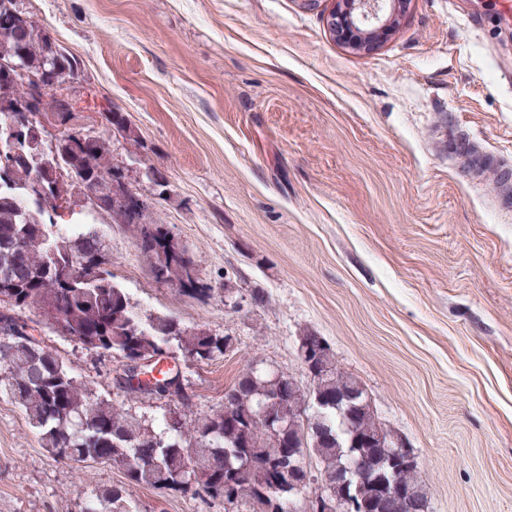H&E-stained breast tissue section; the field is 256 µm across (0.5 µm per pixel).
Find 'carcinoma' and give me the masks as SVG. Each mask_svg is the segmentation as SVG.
Returning a JSON list of instances; mask_svg holds the SVG:
<instances>
[{
  "instance_id": "1",
  "label": "carcinoma",
  "mask_w": 512,
  "mask_h": 512,
  "mask_svg": "<svg viewBox=\"0 0 512 512\" xmlns=\"http://www.w3.org/2000/svg\"><path fill=\"white\" fill-rule=\"evenodd\" d=\"M15 0H0V24H8L11 34L0 38V58L21 54L29 70L38 72L54 57L53 88L42 101V114L52 115L63 124L71 118L56 111L58 90L69 84L78 59L61 50L51 36L24 12V18L12 21ZM112 127L135 137L120 112L102 113ZM57 177L51 194H64L74 180L87 184L97 194L92 204L106 213L114 224H126L136 230V247L151 267L169 255V243L153 231L155 222L149 206L137 211L112 200L107 178L118 168L113 162L109 141L101 138L85 147L61 143L53 159ZM38 170L22 163L12 171L10 183L0 176V293L14 299L16 308L46 307L59 309L67 322L69 339L89 337L97 342L96 352L103 355L123 353L137 347L158 354L161 362L169 356L171 344L184 353L204 360L225 355L224 337L197 334L166 316L142 317L128 300L124 288L113 281L106 268L103 277L82 279V260L101 253L102 239L92 224H79L70 230L57 223L41 203L20 209L12 199L23 194ZM15 320L0 326V396L16 404L39 436L42 447L66 460L112 464L123 470L126 483L87 496L84 512H107L123 501L129 486L186 493L185 477L196 475L194 492L213 499L224 498V480L236 485L237 503L254 508L265 486L257 473L232 474L225 462L244 456L253 468L272 467L288 459V438L307 436V446L295 448V454L316 462L319 477L332 484L336 474L351 459L375 460L380 449L369 446L366 438L378 426L373 409L360 382L341 370L327 345L323 349L322 368L312 395L325 401L311 412L309 423L297 422L300 385L294 376L257 370L250 363L237 381L224 393L233 406L203 417L186 413L188 397L176 395L180 408L175 410L182 427L169 434L166 422L149 425L108 400L99 399L73 374L55 353L35 344L27 332L20 342L11 338ZM359 393L357 407L351 412L352 428H339L334 404L339 396ZM267 414L284 422L285 431L274 434L266 418L250 415L257 404ZM383 474L361 486V498L346 512H365L362 502L377 498V512H421V506L384 496L383 480L422 488L419 467Z\"/></svg>"
}]
</instances>
